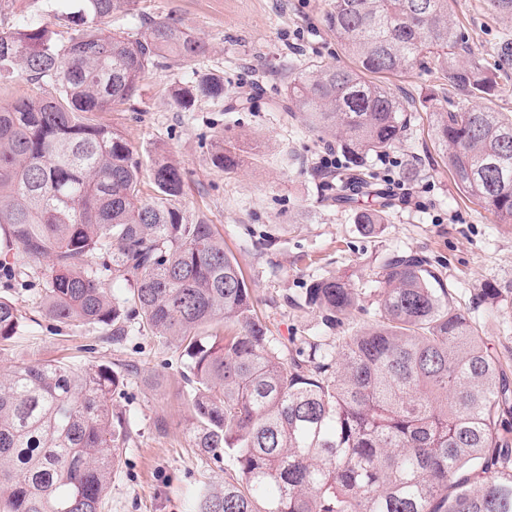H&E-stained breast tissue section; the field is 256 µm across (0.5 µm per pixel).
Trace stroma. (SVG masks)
Listing matches in <instances>:
<instances>
[{"instance_id":"stroma-1","label":"stroma","mask_w":512,"mask_h":512,"mask_svg":"<svg viewBox=\"0 0 512 512\" xmlns=\"http://www.w3.org/2000/svg\"><path fill=\"white\" fill-rule=\"evenodd\" d=\"M330 2L138 0L140 13L178 18L208 42L209 52L188 67L169 57L166 68L142 80L135 110L121 107L97 119L120 130L144 161L160 155L182 169L180 207L216 226L276 340L321 335L317 313L296 303L311 279L336 273L368 293L376 288L374 269L382 255L418 251L444 278L454 304L468 312L489 348L512 366V225L497 223L457 189L426 112L413 113L407 137L387 161H372L403 199L380 235H364L347 212L324 202L320 172L326 152L283 100L290 60L351 63L325 21ZM449 11L463 26L472 53L493 64L502 39L512 38V19L492 14L486 0H449ZM204 74L223 78L224 98L236 101L234 111L203 99L193 111L177 108L173 86ZM387 84L397 97L416 102L431 92L452 94L437 76L416 68L389 77ZM218 138L237 147L232 172L211 162ZM407 161L423 170L421 180L399 182L400 165ZM40 269L29 262L25 278L0 277V294L31 317L0 350V371L38 359L129 366L119 404L129 417L132 442L112 472L103 512H192L199 492L223 486L236 464L231 453L216 461L193 448L179 350L141 335L117 350L93 326L49 321L38 307ZM489 285L500 288L499 297H483Z\"/></svg>"}]
</instances>
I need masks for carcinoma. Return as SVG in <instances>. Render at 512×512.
Instances as JSON below:
<instances>
[{
	"label": "carcinoma",
	"mask_w": 512,
	"mask_h": 512,
	"mask_svg": "<svg viewBox=\"0 0 512 512\" xmlns=\"http://www.w3.org/2000/svg\"><path fill=\"white\" fill-rule=\"evenodd\" d=\"M76 2L65 37L36 13L0 22V82L24 76L42 89L0 104V230L5 247L46 263V318L92 325L116 348L135 331L180 351L193 447L214 460L233 450L238 472L203 492L197 512H512V380L429 260L381 256L377 319L334 342L306 338L285 358L215 225L179 208L181 168L145 164L118 129L95 122L134 108L143 77L169 55L190 66L209 44L173 16L139 18L136 0ZM326 22L354 66L288 64L286 107L343 154L334 201L376 236L395 199L368 159L388 154L410 118L363 74L418 65L484 99L512 70V39L484 64L448 0H331ZM199 99L224 100V80L173 89L184 112ZM422 106L458 190L512 224V118L477 105L443 111L435 93ZM212 159L238 162L225 142ZM118 281L127 288L112 290ZM301 300L328 331L367 311L335 273L311 280ZM27 320L0 297V346ZM126 387L124 372L103 365L1 372L0 512H101L132 441L115 404Z\"/></svg>",
	"instance_id": "1"
}]
</instances>
